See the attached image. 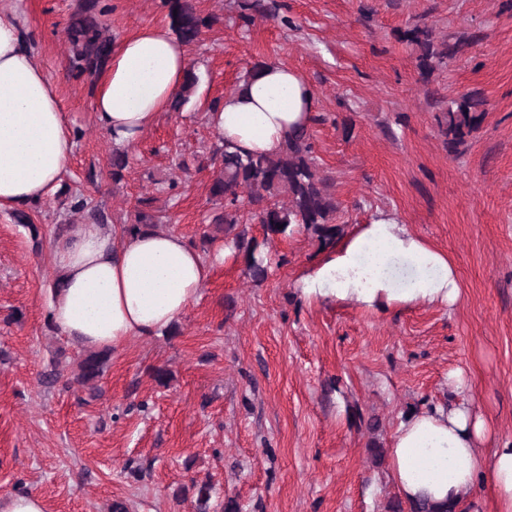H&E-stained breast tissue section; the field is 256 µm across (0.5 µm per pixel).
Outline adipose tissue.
<instances>
[{"instance_id":"1","label":"adipose tissue","mask_w":512,"mask_h":512,"mask_svg":"<svg viewBox=\"0 0 512 512\" xmlns=\"http://www.w3.org/2000/svg\"><path fill=\"white\" fill-rule=\"evenodd\" d=\"M191 68L186 46L169 29L146 26L111 47L95 84L96 125L121 149L134 148L182 90ZM314 90L302 74L264 64L211 113L217 135L243 154H274L310 127ZM76 136L57 88L27 48L22 21L0 10V210L25 209L52 196L75 151ZM58 288L48 318L61 336L91 349L120 350L173 324L206 284L211 265L183 236L146 229L74 224L53 244ZM302 297L368 311L401 304L458 302L457 270L447 253L403 224L376 212L332 254L299 279ZM487 429L467 402L433 404L397 426L390 473L408 503L468 501L492 483L504 512H512V448L483 459Z\"/></svg>"}]
</instances>
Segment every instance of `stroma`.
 Listing matches in <instances>:
<instances>
[{"label":"stroma","mask_w":512,"mask_h":512,"mask_svg":"<svg viewBox=\"0 0 512 512\" xmlns=\"http://www.w3.org/2000/svg\"><path fill=\"white\" fill-rule=\"evenodd\" d=\"M79 2L0 0L19 13L78 134L60 188L37 206L38 235L0 212V495L24 488L48 512H110L116 502L127 512H196V486L207 482L208 512L230 502L238 512H386L398 492L373 450L390 448L411 411L468 399L486 421L484 456L512 446V0H267L277 17L247 27L239 0H196L215 19L188 49L198 82L128 151L118 184L114 147L93 123V87L70 70L64 29ZM101 2L116 41L169 23L162 0ZM417 25L435 45L470 46L422 74L401 38ZM258 61L298 70L316 92L311 132L338 237L376 211L395 212L448 253L459 302L379 314L303 300L298 279L327 246L300 225L265 241L246 214L265 280L252 281L220 235L223 262L170 328L111 353L98 392L65 387L82 347L48 326V254L55 225L90 221L70 211V195L90 197L109 225L156 196L163 231L198 241L216 209L213 171L180 162L208 157L218 141L209 112ZM474 90L483 119L449 150L438 119ZM54 365L63 380L45 386Z\"/></svg>","instance_id":"1"}]
</instances>
